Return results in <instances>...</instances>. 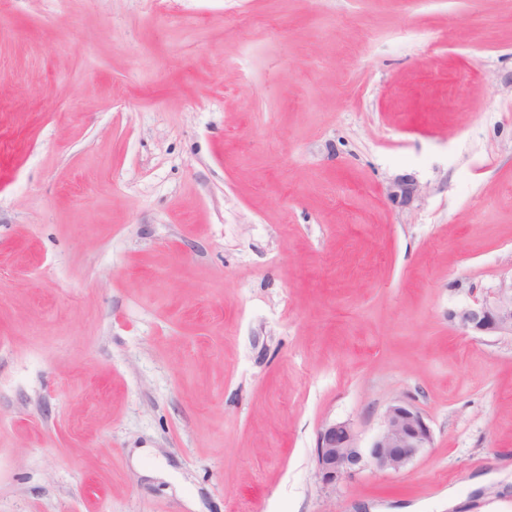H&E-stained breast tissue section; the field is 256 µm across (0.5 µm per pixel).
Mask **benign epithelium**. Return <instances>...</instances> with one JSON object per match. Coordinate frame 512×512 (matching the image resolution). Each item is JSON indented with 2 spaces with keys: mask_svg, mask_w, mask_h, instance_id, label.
Returning a JSON list of instances; mask_svg holds the SVG:
<instances>
[{
  "mask_svg": "<svg viewBox=\"0 0 512 512\" xmlns=\"http://www.w3.org/2000/svg\"><path fill=\"white\" fill-rule=\"evenodd\" d=\"M465 330L487 336L512 335V282L502 283L490 296L451 313ZM433 435L424 415L407 402L388 407L381 432L368 448L359 445L347 422L324 426L317 439L316 476L332 485L344 475L372 464L382 471L399 472L425 448Z\"/></svg>",
  "mask_w": 512,
  "mask_h": 512,
  "instance_id": "obj_1",
  "label": "benign epithelium"
}]
</instances>
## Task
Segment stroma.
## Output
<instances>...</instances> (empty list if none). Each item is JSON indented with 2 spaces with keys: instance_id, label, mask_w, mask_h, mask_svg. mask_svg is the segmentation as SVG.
<instances>
[{
  "instance_id": "35a3bbf8",
  "label": "stroma",
  "mask_w": 512,
  "mask_h": 512,
  "mask_svg": "<svg viewBox=\"0 0 512 512\" xmlns=\"http://www.w3.org/2000/svg\"><path fill=\"white\" fill-rule=\"evenodd\" d=\"M510 279L512 0H0V512H512ZM465 330L487 336L512 335V279L490 296L450 315ZM432 441L422 412L407 402H397L388 407L383 428L367 449L360 447L348 422L325 425L317 439L316 476L323 484L332 485L369 463L382 471L400 472Z\"/></svg>"
}]
</instances>
